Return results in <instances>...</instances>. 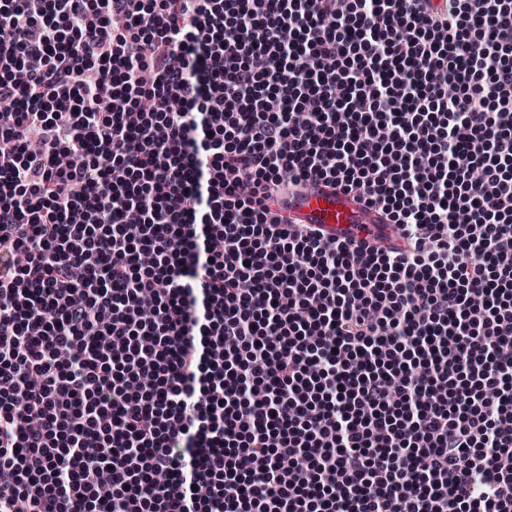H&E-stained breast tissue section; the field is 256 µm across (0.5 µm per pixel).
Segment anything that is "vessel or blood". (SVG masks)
I'll use <instances>...</instances> for the list:
<instances>
[{"label": "vessel or blood", "mask_w": 512, "mask_h": 512, "mask_svg": "<svg viewBox=\"0 0 512 512\" xmlns=\"http://www.w3.org/2000/svg\"><path fill=\"white\" fill-rule=\"evenodd\" d=\"M276 214L283 224H307L329 238H381L394 243L386 213L367 207L342 189L313 182L298 194L279 199Z\"/></svg>", "instance_id": "vessel-or-blood-1"}]
</instances>
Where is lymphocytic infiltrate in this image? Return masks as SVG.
<instances>
[{
    "instance_id": "obj_1",
    "label": "lymphocytic infiltrate",
    "mask_w": 512,
    "mask_h": 512,
    "mask_svg": "<svg viewBox=\"0 0 512 512\" xmlns=\"http://www.w3.org/2000/svg\"><path fill=\"white\" fill-rule=\"evenodd\" d=\"M0 110V512H512V0H0ZM279 224H307L328 238H381L386 244L396 239L386 213L367 207L352 194L324 182L308 183L298 194L279 198Z\"/></svg>"
}]
</instances>
